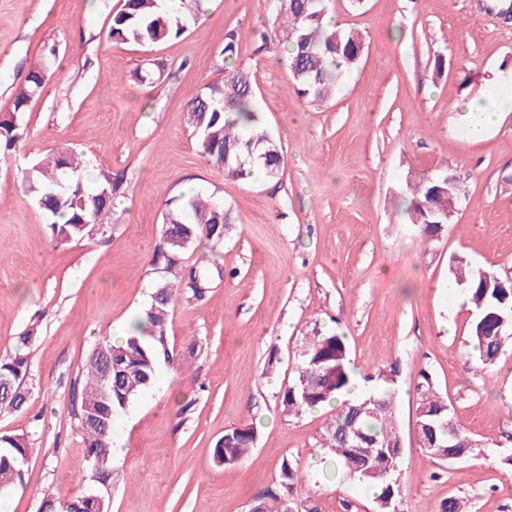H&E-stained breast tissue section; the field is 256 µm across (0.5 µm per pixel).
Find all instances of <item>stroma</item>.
Instances as JSON below:
<instances>
[{
    "instance_id": "obj_1",
    "label": "stroma",
    "mask_w": 512,
    "mask_h": 512,
    "mask_svg": "<svg viewBox=\"0 0 512 512\" xmlns=\"http://www.w3.org/2000/svg\"><path fill=\"white\" fill-rule=\"evenodd\" d=\"M478 2L326 0L364 49L343 92L317 107L293 90L274 35L276 0H207L185 33L150 47L109 38L119 0L92 10L86 0H0V113L34 66L55 70L30 106L26 140L0 163V360L38 326L26 401L0 414V435H25L32 448L22 483L0 494L5 512H41L44 500L95 490L74 391L89 353L126 334L150 303L163 216L187 192L232 213L222 244L194 242L182 259L191 267L214 257L222 275L203 298L177 293L168 356L115 417L109 512H249L278 487L286 459L301 470L293 506L377 512L357 480L324 474L331 407L280 409L306 342L330 331L346 337L357 374L397 371V512H438L451 496L468 512H512V353L479 373L465 296L448 290L454 254L512 270V111L474 141L461 110L512 94V22ZM231 31L239 48L228 60ZM140 68L155 69L154 80L131 81ZM238 68L250 72L262 122L282 147L277 177H227L188 124L190 97ZM63 152L82 157L88 187L103 171L122 182L100 225L67 244L52 239L22 182ZM442 171L459 177L462 196L426 245L403 205L406 185ZM425 372L459 427L483 442L449 470L417 444ZM242 424L256 428L251 452L219 463L216 443Z\"/></svg>"
}]
</instances>
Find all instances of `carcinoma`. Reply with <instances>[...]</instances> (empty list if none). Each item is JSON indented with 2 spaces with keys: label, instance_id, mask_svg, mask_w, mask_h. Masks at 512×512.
<instances>
[{
  "label": "carcinoma",
  "instance_id": "carcinoma-1",
  "mask_svg": "<svg viewBox=\"0 0 512 512\" xmlns=\"http://www.w3.org/2000/svg\"><path fill=\"white\" fill-rule=\"evenodd\" d=\"M185 2L166 8L163 0H124V6L113 15L109 35L121 43L134 42L151 46L180 36L188 21L199 10ZM325 0H278V32L287 43V61L296 94L307 101L325 103L336 96L343 76L353 70L363 48L361 35L354 30L330 29L325 24ZM52 77L47 66L33 68L24 87L14 98L13 109L0 113V162L9 159L26 138L25 121L30 102L39 97ZM189 123L198 136L203 158L224 168L227 175L246 179L251 169L261 168L269 175L279 173L283 163L280 144L263 128L255 105V89L251 76L234 70L222 83H213L194 94L186 104ZM82 162L73 154L57 155L36 164L25 176L27 191L44 212L52 235L62 243L81 240L98 225L99 217L112 204L122 183L102 173L96 189L89 190L78 176ZM439 173L410 184L408 210L412 223L423 226L441 217L429 213L437 203ZM231 217L224 202L214 196L190 195L179 198L174 210L163 217L164 245L157 254L165 273L158 283L155 297L132 323L120 341L105 340L89 354L84 364L85 379L79 391L75 416L88 458L104 462L99 480L112 482L109 465L112 428L116 413L125 410L132 400L155 381L160 358L166 356L164 327L169 305L180 288L195 294L211 286V260L188 273L180 266L181 255L204 238L215 244L224 239V225ZM451 281L462 288L470 305L469 340L476 364L487 369L502 352L506 336L512 335V288H495L505 277L497 272L475 267L462 258L454 259ZM37 327L31 326L18 337L15 354L0 360V411H16L23 401L21 382L27 371L24 350L32 344ZM395 371H378L363 377L373 383L369 393H358L360 382L350 368L346 337L338 332L324 333L310 340L296 380L280 396L283 411L300 413L336 403L325 438L336 455V463L349 476L369 484L375 490L377 512H392L398 493L394 472L388 470L393 450L403 442L395 415L391 388L396 384ZM420 403L417 407V432L432 435L443 446L436 457L444 467L457 459L448 456V448H461L465 455L479 447L458 425L449 433L440 427L435 416L443 399L436 395L432 378L421 373L417 384ZM373 397L379 404L368 405L358 412L364 400ZM93 404L99 415L95 425L83 424L86 406ZM355 427L363 440V453L354 450L352 438L345 430ZM255 442L254 427L243 424L230 428L214 449L215 459L234 465L248 454ZM32 452L28 440L20 434L0 435V489H10L23 478V463ZM299 482V469L288 461L281 464L279 488L258 499L262 512H288V494ZM90 493H82L69 501L47 499L43 512H97Z\"/></svg>",
  "mask_w": 512,
  "mask_h": 512
}]
</instances>
